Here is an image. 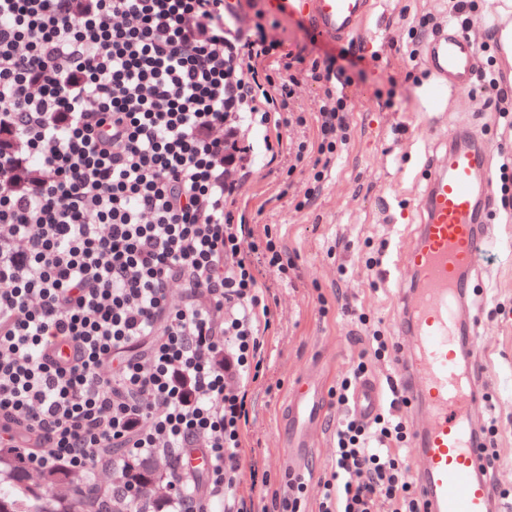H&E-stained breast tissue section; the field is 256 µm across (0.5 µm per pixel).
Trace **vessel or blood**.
Returning a JSON list of instances; mask_svg holds the SVG:
<instances>
[{
  "label": "vessel or blood",
  "mask_w": 512,
  "mask_h": 512,
  "mask_svg": "<svg viewBox=\"0 0 512 512\" xmlns=\"http://www.w3.org/2000/svg\"><path fill=\"white\" fill-rule=\"evenodd\" d=\"M295 7L318 35L343 41L368 16L370 0H295ZM424 56L430 70L454 86L472 84L476 46L456 25L427 43ZM492 187L487 149L467 137H452L430 170L420 199L424 219L407 255L414 282L404 305L414 349L402 362L400 376L410 406L425 412L414 447L416 476L429 512H495L493 487L481 475L480 450L472 436L480 400L473 379L480 368L461 371L454 353L465 332L459 322L468 289L465 275L481 263L498 261L486 247ZM379 398L378 386L362 384L354 408L370 414ZM291 410L303 424L288 448L297 461L310 447V433L324 412L319 391L300 386Z\"/></svg>",
  "instance_id": "1"
}]
</instances>
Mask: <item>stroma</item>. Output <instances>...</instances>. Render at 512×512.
Here are the masks:
<instances>
[{
	"instance_id": "obj_1",
	"label": "stroma",
	"mask_w": 512,
	"mask_h": 512,
	"mask_svg": "<svg viewBox=\"0 0 512 512\" xmlns=\"http://www.w3.org/2000/svg\"><path fill=\"white\" fill-rule=\"evenodd\" d=\"M237 10L245 18L263 12L272 23L270 35L305 62L336 56L337 67L350 79L353 134L327 179L311 187L308 162H296L285 152L270 156L263 128L255 127L248 131L255 145L251 173L236 203L255 231L271 227L295 262L289 278L269 270L261 277L277 308L266 339V377L251 388L256 412L247 445L257 450L272 479L293 468L315 481L330 471L333 434L343 410L327 401L311 448L301 463L291 464L289 405L295 387L309 378L327 393L358 358L367 346L359 313L411 344L400 322L399 278L407 273L405 256L422 223L421 173L445 152L449 134L459 130L485 143L490 154L512 150V125L499 117L482 78L461 90L439 81L425 64V44L448 24V0H373L361 35L343 47L312 38L307 19L283 0H239ZM498 24V17H491L471 34L482 47L479 63L494 61L496 75L512 87V61L495 43ZM322 95V84L310 79L297 88L292 108L305 113L308 122L288 127L290 140L316 146L315 111ZM309 190L313 199L302 205ZM383 243L388 250L382 265L368 271L366 259ZM470 284L476 293L466 315L481 350L480 384L498 414L495 479L512 486V262L480 265Z\"/></svg>"
}]
</instances>
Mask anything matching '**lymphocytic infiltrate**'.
<instances>
[{
	"mask_svg": "<svg viewBox=\"0 0 512 512\" xmlns=\"http://www.w3.org/2000/svg\"><path fill=\"white\" fill-rule=\"evenodd\" d=\"M266 30L261 15L238 26L224 0H0V123L22 145L0 154V448L26 470L120 476L161 456L166 512H252L231 485L275 320L252 255L281 274L294 261L276 237L252 242L228 175L252 157L248 128L277 154L284 123L305 124L289 108L306 73L327 85L313 182L351 139L333 60L302 71ZM28 160L43 176L14 188ZM357 319L368 346L329 390L345 411L330 473L285 472L275 512H306L314 490L318 512H421L405 395L352 409L405 346ZM380 398V391L377 385L368 383L362 384L354 396V408L357 413L368 415L374 412Z\"/></svg>",
	"mask_w": 512,
	"mask_h": 512,
	"instance_id": "lymphocytic-infiltrate-1",
	"label": "lymphocytic infiltrate"
}]
</instances>
